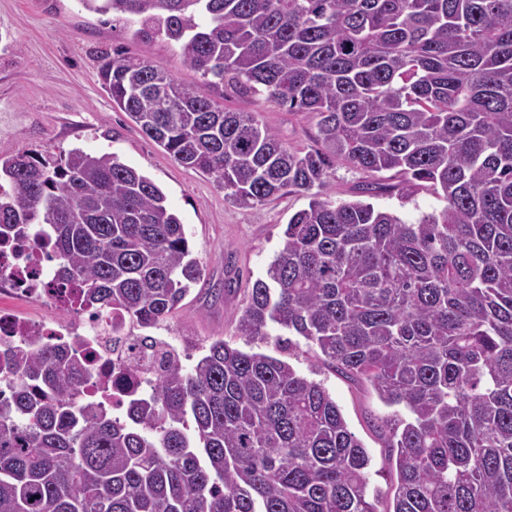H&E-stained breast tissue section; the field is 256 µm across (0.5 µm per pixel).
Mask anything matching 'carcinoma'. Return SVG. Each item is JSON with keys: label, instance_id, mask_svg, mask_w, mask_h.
Masks as SVG:
<instances>
[{"label": "carcinoma", "instance_id": "carcinoma-1", "mask_svg": "<svg viewBox=\"0 0 512 512\" xmlns=\"http://www.w3.org/2000/svg\"><path fill=\"white\" fill-rule=\"evenodd\" d=\"M80 2L136 20L203 78L190 88L118 51L100 64L175 162L243 206L312 193L239 334L299 336L392 408V512H512V0ZM226 80L312 115L320 147L292 150L257 114L221 108ZM338 161L400 178L364 194L428 183L447 206L406 222L324 199ZM24 229L83 309L142 328L201 277L164 192L114 154L0 160V243ZM0 365L23 377L0 397V512H381L365 447L286 361L218 339L188 370L163 351L122 419L83 396L76 344Z\"/></svg>", "mask_w": 512, "mask_h": 512}]
</instances>
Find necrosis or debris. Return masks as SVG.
Returning <instances> with one entry per match:
<instances>
[{
  "instance_id": "necrosis-or-debris-1",
  "label": "necrosis or debris",
  "mask_w": 512,
  "mask_h": 512,
  "mask_svg": "<svg viewBox=\"0 0 512 512\" xmlns=\"http://www.w3.org/2000/svg\"><path fill=\"white\" fill-rule=\"evenodd\" d=\"M51 251L22 238L0 245V298L21 296L48 306L72 312V319L46 325L15 317L0 309V351L18 345L37 348L47 340L80 343L90 360L92 378L86 394L111 387L113 379L124 369L129 349L136 344L134 336H112V318L95 319L82 312L77 291L54 287Z\"/></svg>"
}]
</instances>
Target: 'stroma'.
<instances>
[{
  "mask_svg": "<svg viewBox=\"0 0 512 512\" xmlns=\"http://www.w3.org/2000/svg\"><path fill=\"white\" fill-rule=\"evenodd\" d=\"M135 29V24L86 11L78 0H0V158L22 150L56 158L79 148L116 154L152 179L178 213L202 268L200 281L159 324L156 336L179 350L188 365L219 338L245 351L288 360L299 374L325 387L364 443L371 456L369 491L388 492L396 475L373 427L387 408L372 387L338 375L313 355L290 354L275 337L252 340L237 332L253 283L265 276L284 245L289 218L307 208L310 195L289 193L261 206L236 205L213 177L178 165L146 137L99 81L102 57L119 49L173 72L189 86L200 85L201 78L182 66L174 46L139 39ZM222 105L234 112L258 113L291 149L317 146L314 118L288 111L267 93H242L228 86ZM372 180L386 184L390 175H372L339 162L322 193L336 202L353 200L359 185ZM371 202L411 221L447 205L443 194L426 185L406 200L383 194Z\"/></svg>",
  "mask_w": 512,
  "mask_h": 512,
  "instance_id": "stroma-1",
  "label": "stroma"
}]
</instances>
